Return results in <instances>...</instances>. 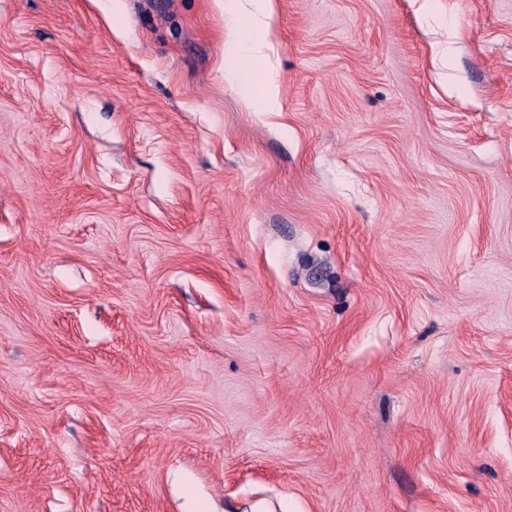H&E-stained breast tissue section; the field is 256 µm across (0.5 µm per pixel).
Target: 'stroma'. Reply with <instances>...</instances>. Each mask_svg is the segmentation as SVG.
Masks as SVG:
<instances>
[{
    "label": "stroma",
    "instance_id": "stroma-1",
    "mask_svg": "<svg viewBox=\"0 0 512 512\" xmlns=\"http://www.w3.org/2000/svg\"><path fill=\"white\" fill-rule=\"evenodd\" d=\"M0 0V512H512V0ZM236 1H246L253 5V11L242 12L239 10ZM234 6L237 11L235 21V38L240 45V53L236 58V67L246 77L248 89V103L253 106L256 112H277L278 92L273 85L265 84L261 93L253 95L252 86L257 74L265 71L263 56L258 50L257 41L254 39L255 28L262 22L264 37L261 46L267 49L272 48L268 40L270 34V19L275 10L273 0H226L224 9ZM261 19V20H260Z\"/></svg>",
    "mask_w": 512,
    "mask_h": 512
}]
</instances>
